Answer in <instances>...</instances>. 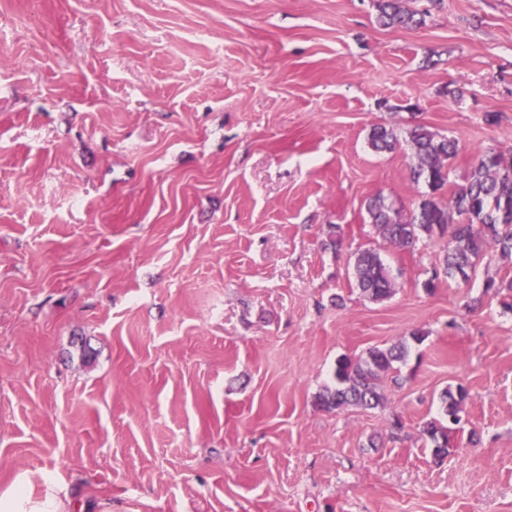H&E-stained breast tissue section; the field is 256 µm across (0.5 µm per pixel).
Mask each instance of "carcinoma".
Returning <instances> with one entry per match:
<instances>
[{
    "label": "carcinoma",
    "mask_w": 512,
    "mask_h": 512,
    "mask_svg": "<svg viewBox=\"0 0 512 512\" xmlns=\"http://www.w3.org/2000/svg\"><path fill=\"white\" fill-rule=\"evenodd\" d=\"M379 22L386 27L418 28L424 23L419 13L406 8L403 0H378ZM416 164L412 179L422 180L433 191L441 189L448 178L449 161L457 154V143L416 125L408 132ZM369 143L376 151H393L399 144L396 132L385 126L372 128ZM370 223L382 240L408 249L422 238L448 236L444 271L448 278L463 274L468 280L476 264L493 253L512 259V149L490 148L481 151L462 184L446 202L433 196L424 198L410 217L402 209L376 196L367 206ZM358 288L370 300L383 302L394 294L390 270L374 251L359 253L354 261ZM409 352L407 343L372 347L366 357L343 355L336 360V385L318 396V405L327 411L346 407L375 409L384 405L381 386L385 375L403 362ZM467 393L445 390L441 396L443 419L432 418L423 423L422 435L432 445L436 456L449 454L459 423L461 405Z\"/></svg>",
    "instance_id": "cac0c4a2"
}]
</instances>
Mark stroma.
I'll list each match as a JSON object with an SVG mask.
<instances>
[{"mask_svg": "<svg viewBox=\"0 0 512 512\" xmlns=\"http://www.w3.org/2000/svg\"><path fill=\"white\" fill-rule=\"evenodd\" d=\"M405 4L419 28L376 0H0V488L49 475L75 512H512V310L484 290L512 260L448 278L447 238L395 248L365 209L429 194L414 125L461 146L443 200L512 148V0ZM367 250L386 301L357 286ZM402 340L382 407L317 406L339 356ZM460 385L439 460L420 430ZM379 22L386 27L418 28L424 23L422 15L403 5V0H379ZM369 143L376 151H393L399 144L398 135L393 128L376 126L372 128L369 135ZM354 275L358 288L370 300L383 302L394 294L390 270L373 251L359 253L354 261Z\"/></svg>", "mask_w": 512, "mask_h": 512, "instance_id": "obj_1", "label": "stroma"}]
</instances>
